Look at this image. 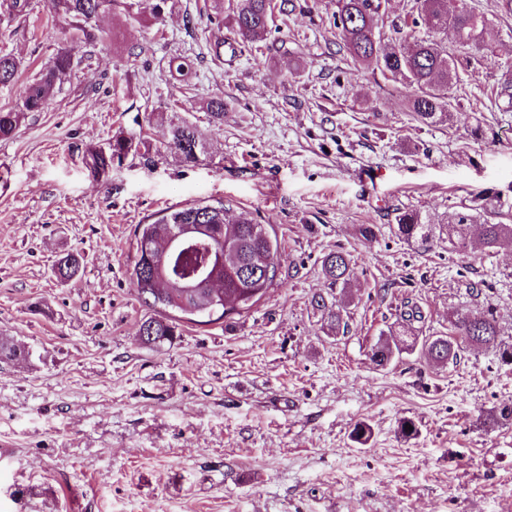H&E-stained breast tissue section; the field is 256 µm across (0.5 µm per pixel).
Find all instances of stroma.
<instances>
[{"label":"stroma","instance_id":"obj_1","mask_svg":"<svg viewBox=\"0 0 512 512\" xmlns=\"http://www.w3.org/2000/svg\"><path fill=\"white\" fill-rule=\"evenodd\" d=\"M131 3L99 17L90 61L0 139V341L30 352L0 361V512H512V424L497 416L512 366L485 348L447 366L418 349L371 360L413 305L419 343L489 306L512 343V246L463 257L443 232L486 194L512 221V112L488 106L512 67V15L448 0L488 24L469 49L475 77L450 91L452 123L419 127L409 88L347 54L336 0H293L257 47L211 0ZM61 46L47 0L0 14V51L21 63L0 109ZM218 96L215 122L204 105ZM171 119L204 143L197 164L166 149ZM120 132L149 153L94 175L88 149ZM219 201L276 236V285L247 311L182 322L174 345L142 344L137 225ZM404 210L438 234L396 237ZM336 250L350 287L322 275ZM68 253L82 265L63 281L54 261ZM318 297L346 312L347 334H328ZM359 421L364 445L349 437Z\"/></svg>","mask_w":512,"mask_h":512}]
</instances>
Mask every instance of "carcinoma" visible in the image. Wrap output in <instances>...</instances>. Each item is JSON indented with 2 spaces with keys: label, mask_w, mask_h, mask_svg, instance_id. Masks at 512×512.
I'll return each instance as SVG.
<instances>
[{
  "label": "carcinoma",
  "mask_w": 512,
  "mask_h": 512,
  "mask_svg": "<svg viewBox=\"0 0 512 512\" xmlns=\"http://www.w3.org/2000/svg\"><path fill=\"white\" fill-rule=\"evenodd\" d=\"M289 0H236L233 21L237 34L245 42H256L270 32L274 14L288 15ZM122 0H48V7L63 23L64 47L40 77L26 87L20 103L9 110H0V138L10 137L30 112L43 111L70 77L74 68V50L97 39L93 21L112 11ZM382 0H337L336 28L340 30L346 50L357 62L374 64L384 77L412 89L406 107L414 121L425 126L449 123L454 119L449 90L463 74L474 75L471 57L456 54L437 40V35L453 30L458 46L466 48L478 41L487 19L472 9L448 12V0H414L409 12L411 26L422 28L427 36L407 42L394 36L384 42L379 21ZM20 62L10 54H0V87L12 85ZM505 101L512 108V78L498 85L491 105L498 108ZM167 148L184 163H197L205 146L192 125L186 122L169 124ZM149 150L147 142L134 136L116 135L106 150L90 152L91 169L96 175L108 172L130 153ZM497 206V199L488 197L478 205L463 207L448 225V243L452 249L466 253L471 245L470 227L480 213ZM185 224H202L206 236L180 252L161 256L160 241L170 237ZM433 225L422 221L415 210L396 216V235L412 242H428ZM136 258L132 279L138 300L155 309L156 315L140 325L142 343L149 346L172 344L180 335L184 319L204 318L212 323L231 314L241 313L256 304L276 283L279 249L265 225L230 215L223 203L197 204L167 211L151 224L136 227ZM512 243V224H484L480 246L492 251ZM224 253V263L215 262L217 252ZM79 260L66 255L57 260L55 273L63 280L76 275ZM224 280V298L214 299L212 289L199 287L191 291L183 282L201 272ZM322 272L333 284L350 280L349 262L341 251L330 252L322 260ZM454 336H434L425 340L422 352L435 365L454 363L460 352L471 346L494 349L500 360L512 365V344L499 340L496 314L488 306L476 314L456 316ZM409 347L405 335L381 339L371 353L372 361L384 367L399 358Z\"/></svg>",
  "instance_id": "carcinoma-1"
}]
</instances>
